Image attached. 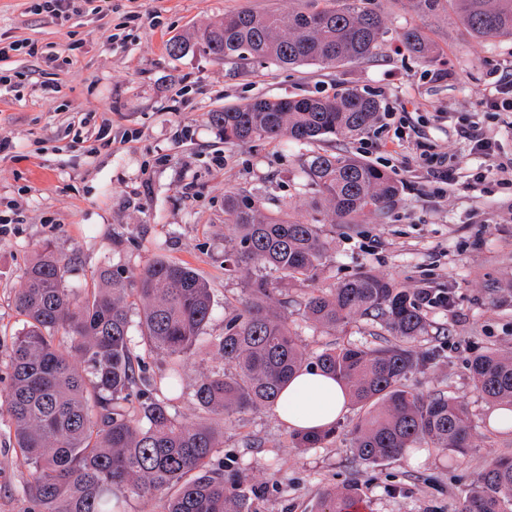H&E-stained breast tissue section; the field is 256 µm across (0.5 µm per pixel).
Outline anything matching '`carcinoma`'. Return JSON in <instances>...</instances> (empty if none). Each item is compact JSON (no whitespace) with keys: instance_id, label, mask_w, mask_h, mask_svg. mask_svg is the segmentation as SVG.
I'll return each instance as SVG.
<instances>
[{"instance_id":"cac0c4a2","label":"carcinoma","mask_w":512,"mask_h":512,"mask_svg":"<svg viewBox=\"0 0 512 512\" xmlns=\"http://www.w3.org/2000/svg\"><path fill=\"white\" fill-rule=\"evenodd\" d=\"M287 12L238 10L201 30L194 41L175 38L169 54L199 53L215 63L249 60L278 66L334 67L368 60L387 33L379 0H295ZM419 16L453 9L466 31L482 39H512V0H405ZM402 46L424 62L433 47L419 27L400 34ZM379 102L348 88L333 98H256L208 113L226 143L288 138L327 143L367 130ZM308 185L319 216L309 220L262 214L247 194H224V223L237 232L224 256L234 269L251 265L278 274L281 284L312 278L329 256L321 224L382 219L399 194L386 171L353 155L327 150L307 163ZM69 260L47 243L23 272L14 296L23 328L10 338L0 421L13 435L20 465L30 470L27 512H123L134 497L165 499L164 512H257L261 487L215 461L222 447L218 422L239 412L273 407L290 379L317 369L342 383L363 413L352 449L377 464L423 444L450 455L470 448L467 408L445 396H424L407 384L425 368L415 342L427 331L420 298L364 270L305 300L310 320L336 330L354 317L384 324L394 340L373 347L346 344L313 357L292 335L278 308L288 297L264 275L251 278L242 308L224 319L216 346L225 368L197 377L192 402L206 418L188 422L168 401L201 343L213 313L211 288L191 267L155 259L129 287L125 270L104 266L93 288L64 286ZM141 304L143 353L131 336L129 298ZM61 333L67 344L55 342ZM164 357V374L148 373L144 356ZM84 365L79 370L76 363ZM475 387L493 406L512 409V351L489 349L469 362ZM336 427L297 431L295 448H322ZM361 499L356 484L327 492L318 512H348ZM461 512H512V455L486 467L467 490Z\"/></svg>"}]
</instances>
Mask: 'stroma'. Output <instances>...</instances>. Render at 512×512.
<instances>
[{
    "label": "stroma",
    "instance_id": "1",
    "mask_svg": "<svg viewBox=\"0 0 512 512\" xmlns=\"http://www.w3.org/2000/svg\"><path fill=\"white\" fill-rule=\"evenodd\" d=\"M294 0H81L77 12L53 17L29 0H0V368L3 344L22 327L14 294L25 267L44 243L71 257L69 288L91 287L103 266L131 273L160 258L194 268L209 284L214 309L202 346L182 376L173 407L187 421L199 413L191 393L199 372L224 362L214 343L224 318L246 295L242 273L224 269L237 243L224 222V195H256L264 213L308 219L314 194L305 166L313 145L285 139L228 144L209 112L258 97L331 98L346 88L374 96L381 109L365 132L339 137L333 150L372 163L399 184L384 219L327 224L330 256L317 276L287 285L283 316L307 353L339 344L374 346L390 338L379 324L355 318L345 328L316 327L303 301L362 270L411 292L451 297L449 306L424 308L428 332L417 347L430 361L408 383L445 395L472 415L471 447L449 459L423 447L368 466L352 452L356 410L336 423L322 448L292 447L274 412L233 415L219 429L225 453L242 475L265 485L259 512H315L322 494L357 484L369 512H457L473 478L498 457L512 455V431L491 428V406L467 368L480 350L512 351V185L486 176L489 162L471 150L477 134L492 137L497 156L512 159V127L490 111L485 97L512 76V41L472 38L447 15L421 18L401 0H382L388 32L378 53L332 68H291L227 61L198 54L170 56L172 39L204 28L224 13L249 8L285 11ZM424 28L437 52L424 63L399 46L403 28ZM35 44L36 55L9 50ZM57 86L46 97L45 86ZM443 157L452 177L440 183L422 145ZM27 467L15 460L9 430L0 422V512H26Z\"/></svg>",
    "mask_w": 512,
    "mask_h": 512
}]
</instances>
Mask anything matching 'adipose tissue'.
<instances>
[{"mask_svg":"<svg viewBox=\"0 0 512 512\" xmlns=\"http://www.w3.org/2000/svg\"><path fill=\"white\" fill-rule=\"evenodd\" d=\"M347 392L314 369L301 370L283 389L274 413L291 431H322L346 412Z\"/></svg>","mask_w":512,"mask_h":512,"instance_id":"adipose-tissue-1","label":"adipose tissue"}]
</instances>
